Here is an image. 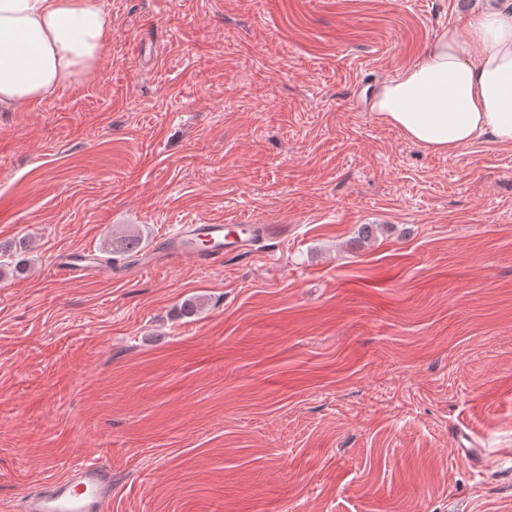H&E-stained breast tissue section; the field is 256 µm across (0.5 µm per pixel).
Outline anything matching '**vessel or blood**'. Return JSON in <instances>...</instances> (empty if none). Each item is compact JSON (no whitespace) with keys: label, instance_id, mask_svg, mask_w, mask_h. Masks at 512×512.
Here are the masks:
<instances>
[{"label":"vessel or blood","instance_id":"obj_1","mask_svg":"<svg viewBox=\"0 0 512 512\" xmlns=\"http://www.w3.org/2000/svg\"><path fill=\"white\" fill-rule=\"evenodd\" d=\"M274 224H180L168 234L161 246L145 253L142 267L159 263L175 264L185 259L202 266L223 265L226 258L250 251L260 235L280 234ZM100 259L95 252L61 255L54 270L65 277L96 272ZM112 499V480L106 466L99 462L79 465L71 478L54 480L29 492L24 512H107Z\"/></svg>","mask_w":512,"mask_h":512}]
</instances>
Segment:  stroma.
I'll return each instance as SVG.
<instances>
[{
    "mask_svg": "<svg viewBox=\"0 0 512 512\" xmlns=\"http://www.w3.org/2000/svg\"><path fill=\"white\" fill-rule=\"evenodd\" d=\"M104 5L99 72L0 112V512L97 460L109 512H512V145L369 108L479 0ZM242 220L288 235L107 252ZM85 249L103 274H54ZM281 229L274 224H178L161 246L141 254L140 266L175 264L184 259L207 267L222 266L224 258L250 251L261 234L276 237Z\"/></svg>",
    "mask_w": 512,
    "mask_h": 512,
    "instance_id": "1",
    "label": "stroma"
}]
</instances>
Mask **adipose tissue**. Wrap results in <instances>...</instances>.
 <instances>
[{
	"label": "adipose tissue",
	"instance_id": "obj_1",
	"mask_svg": "<svg viewBox=\"0 0 512 512\" xmlns=\"http://www.w3.org/2000/svg\"><path fill=\"white\" fill-rule=\"evenodd\" d=\"M111 28L102 0H0V109L17 112L94 74ZM371 111L432 152L512 145V0H484L379 85Z\"/></svg>",
	"mask_w": 512,
	"mask_h": 512
}]
</instances>
